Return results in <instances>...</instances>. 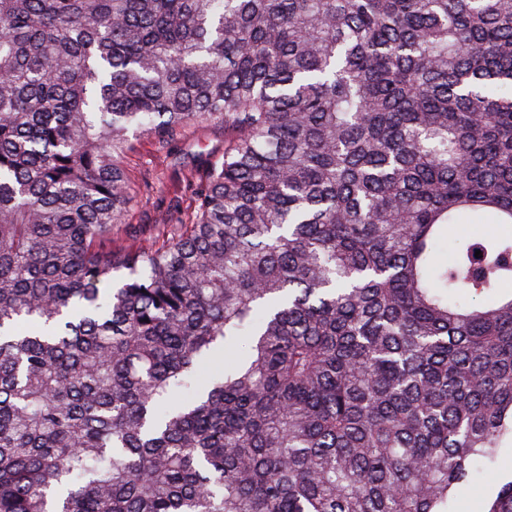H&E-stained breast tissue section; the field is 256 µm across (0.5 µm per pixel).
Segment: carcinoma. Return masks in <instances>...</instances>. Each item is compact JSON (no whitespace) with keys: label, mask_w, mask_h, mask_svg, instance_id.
Wrapping results in <instances>:
<instances>
[{"label":"carcinoma","mask_w":512,"mask_h":512,"mask_svg":"<svg viewBox=\"0 0 512 512\" xmlns=\"http://www.w3.org/2000/svg\"><path fill=\"white\" fill-rule=\"evenodd\" d=\"M208 126L115 246L131 137ZM510 226L512 0H0V512H454Z\"/></svg>","instance_id":"cac0c4a2"}]
</instances>
